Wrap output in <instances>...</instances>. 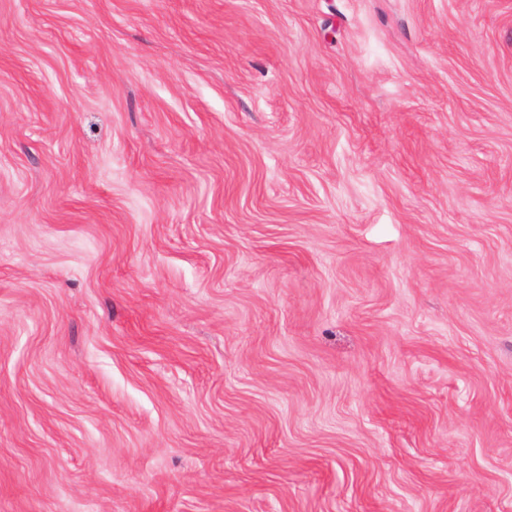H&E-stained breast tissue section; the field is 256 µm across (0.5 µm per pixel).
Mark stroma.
I'll use <instances>...</instances> for the list:
<instances>
[{"instance_id": "35a3bbf8", "label": "stroma", "mask_w": 512, "mask_h": 512, "mask_svg": "<svg viewBox=\"0 0 512 512\" xmlns=\"http://www.w3.org/2000/svg\"><path fill=\"white\" fill-rule=\"evenodd\" d=\"M0 512H512V0H0Z\"/></svg>"}]
</instances>
